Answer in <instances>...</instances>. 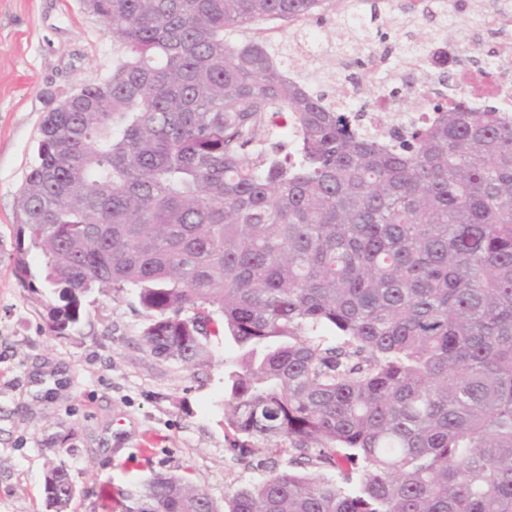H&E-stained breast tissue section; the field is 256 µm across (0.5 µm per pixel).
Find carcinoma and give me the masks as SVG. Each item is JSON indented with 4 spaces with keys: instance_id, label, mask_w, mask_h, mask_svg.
Wrapping results in <instances>:
<instances>
[{
    "instance_id": "1",
    "label": "carcinoma",
    "mask_w": 512,
    "mask_h": 512,
    "mask_svg": "<svg viewBox=\"0 0 512 512\" xmlns=\"http://www.w3.org/2000/svg\"><path fill=\"white\" fill-rule=\"evenodd\" d=\"M325 2L89 0L127 56L44 116L15 273L27 241L58 335L97 286L137 297L158 358L233 345L225 439L270 475L228 512H512V112L428 74L403 98L446 102L391 140L281 72V49L228 38ZM365 32L338 25V49ZM44 495L66 512L65 466ZM122 498L217 512L176 474Z\"/></svg>"
}]
</instances>
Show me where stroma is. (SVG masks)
<instances>
[{
	"label": "stroma",
	"instance_id": "obj_1",
	"mask_svg": "<svg viewBox=\"0 0 512 512\" xmlns=\"http://www.w3.org/2000/svg\"><path fill=\"white\" fill-rule=\"evenodd\" d=\"M344 10L365 6L326 0L322 23L267 21L246 34L299 46L306 76L324 85ZM124 54L80 0H0V512H49L44 480L60 464L76 487L69 512H121L119 491L156 473L186 475L226 512L235 490L268 474L224 436V369L236 353L223 341L192 367L157 358L139 340L137 298L97 287L78 325L56 335L42 254L29 251L27 281L14 273L17 200L46 112L110 75Z\"/></svg>",
	"mask_w": 512,
	"mask_h": 512
}]
</instances>
